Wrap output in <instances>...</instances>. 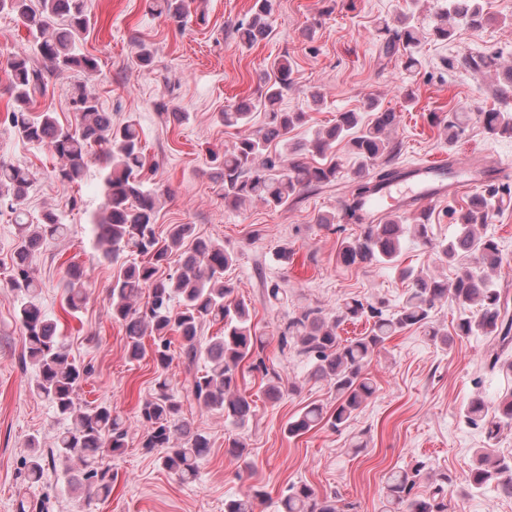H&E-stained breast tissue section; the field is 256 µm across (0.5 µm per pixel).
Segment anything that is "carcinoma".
I'll use <instances>...</instances> for the list:
<instances>
[{
	"label": "carcinoma",
	"mask_w": 512,
	"mask_h": 512,
	"mask_svg": "<svg viewBox=\"0 0 512 512\" xmlns=\"http://www.w3.org/2000/svg\"><path fill=\"white\" fill-rule=\"evenodd\" d=\"M150 11L165 16L180 26L189 14V0H149ZM17 15L28 32L27 46L0 54V71L7 76L12 103L6 107L4 123L17 138L47 148L61 160L55 176L69 183L78 181L96 146L106 145L103 154V195L105 204L93 220L94 245L102 258L120 264L108 289V312L125 331L129 358L146 355L145 337L152 338L154 385L136 412L142 429V447L159 451L163 469L182 483L195 482L200 464L209 454L208 435L194 429L183 416L182 406L172 392L167 376L175 357L191 366L203 362L190 385V396L200 407L224 414V420L243 428L253 416L252 400L239 389L241 366L262 373L265 395L273 402L291 389L282 376L265 363L267 341L257 334L247 304L233 297L234 288L224 273L233 266L235 256L217 240L194 236L190 224H170L165 234L156 229L160 193L142 179L146 158L135 119L120 125L112 114L103 111L97 99L82 84L66 88L77 123L61 125L53 112H37L34 103L46 94L49 80L70 72L93 73L96 57L79 53L76 42L91 24L87 0H0V11ZM273 0H254L248 21L235 32L238 41L253 45L270 34L269 17ZM470 28L487 21L481 0H448L447 11L433 27L438 40L454 33L448 20ZM380 53L404 58L405 71L413 73L420 65L414 49L420 44L413 20L404 17L398 24L379 29ZM466 70L483 72L499 68L492 55H466L448 62ZM294 65L286 57L276 60L258 76L260 93L256 99H242L224 112L227 127L251 124L254 113L264 114L263 125L238 138L231 151L224 153L217 166L215 181L224 195V204L258 201L277 210L305 191L336 181L342 164L333 153L338 141H346L356 162L351 199L345 205L348 216L358 219L361 202L371 196L380 183L400 174L391 165L396 146L390 141L401 115L381 107L377 99L367 98L364 112H339L333 122L317 132L306 151L321 159L312 165L289 153H271L274 141L288 142V134L307 122L305 112H284L278 108L284 92L294 82ZM484 130L492 136H512V113L500 110L479 113ZM34 181L29 169L0 158V210L13 216L20 233L11 255L9 288L18 301L17 319L23 331L22 360L35 368L34 391L46 399L57 419L66 423L47 453L25 462L27 479L40 483L48 470L61 472L67 485L87 483L86 505L112 494V470L102 462L105 454L120 455L126 448L131 423L106 403L95 406L77 402L78 391L92 375L86 365L77 363L57 334V321L38 301L41 282L32 266L35 253L48 240L64 239L70 228L53 210L30 222L22 207ZM512 203V184L492 180L471 197L465 206L452 211L459 231L447 243L438 245L448 263L457 266L456 277L448 282L432 273L415 276L401 305L390 311L384 302L373 303L351 297L336 311L325 313L306 308L288 318L278 336L280 351L293 349L311 365L310 376L326 382L335 393L333 411L309 404L286 426L288 436L302 435L324 423L333 429L345 425L376 393L366 367L375 353L392 336L417 328L434 342L448 343V335L433 325L436 305L451 301L466 311L459 317L455 335L487 336L490 346L483 367L491 372H512V359L503 355L512 346V317L508 296L496 287L488 272L498 268L503 255L491 236L476 228L487 224L503 207ZM424 246L432 244L428 214L421 212L414 223L391 215L378 224H366L354 239H344L337 251L338 261L347 266H369L397 261L405 234ZM181 253V264L169 272L170 257ZM148 292L147 301L137 300ZM63 293L69 313L82 308L85 301L83 272L67 271ZM371 321L364 334L342 339L338 329L347 322ZM220 325L215 335L202 336L205 323ZM181 339L179 352L171 349L172 338ZM465 421L496 438L512 426V391L493 407L482 399L471 400L464 409ZM81 469L73 472L72 462ZM422 466L392 472L386 481L381 512H448V476L435 480L424 493L414 492ZM495 483L497 491L512 498V462L490 459L480 451L478 466L468 484L481 489ZM268 493L253 485L244 493L224 501V512H255L256 503ZM280 512H339L336 498L319 494L311 485H288L280 497Z\"/></svg>",
	"instance_id": "obj_1"
}]
</instances>
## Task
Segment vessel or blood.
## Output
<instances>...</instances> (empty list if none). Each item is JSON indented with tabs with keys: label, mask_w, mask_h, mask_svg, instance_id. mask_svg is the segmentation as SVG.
<instances>
[{
	"label": "vessel or blood",
	"mask_w": 512,
	"mask_h": 512,
	"mask_svg": "<svg viewBox=\"0 0 512 512\" xmlns=\"http://www.w3.org/2000/svg\"><path fill=\"white\" fill-rule=\"evenodd\" d=\"M483 171L482 165L456 159L411 165L407 173L387 181L363 201L360 221L374 224L385 213L419 211L431 202L475 189Z\"/></svg>",
	"instance_id": "b4317fda"
}]
</instances>
